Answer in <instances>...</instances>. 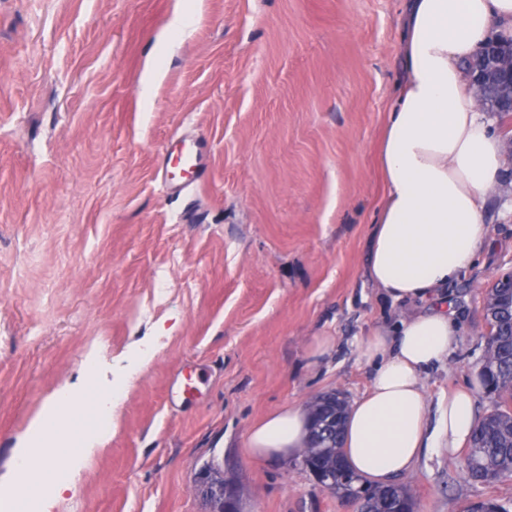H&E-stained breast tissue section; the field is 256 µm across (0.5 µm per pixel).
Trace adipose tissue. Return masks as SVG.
I'll list each match as a JSON object with an SVG mask.
<instances>
[{
  "label": "adipose tissue",
  "mask_w": 512,
  "mask_h": 512,
  "mask_svg": "<svg viewBox=\"0 0 512 512\" xmlns=\"http://www.w3.org/2000/svg\"><path fill=\"white\" fill-rule=\"evenodd\" d=\"M404 79L391 109L379 163L386 194L372 232L366 273L392 303H421L422 312L376 330L358 347L373 365L369 389L347 408L342 452L374 485L411 472L424 450L457 451L478 424L474 396L450 393L434 429L422 373L459 344L453 305L444 293L475 261L486 238L489 192L512 166L490 121L477 108L466 61L493 34L512 35V0H408L401 19ZM120 389L98 393L102 425L79 445L58 442L56 456L81 468L112 427ZM85 404L83 389L65 386L46 398L18 440L14 477L35 491L42 478L27 473L32 445L48 424L65 427ZM309 416L286 407L249 435V451L286 458L305 448Z\"/></svg>",
  "instance_id": "adipose-tissue-1"
}]
</instances>
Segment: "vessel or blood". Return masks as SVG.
I'll return each mask as SVG.
<instances>
[{
    "instance_id": "1",
    "label": "vessel or blood",
    "mask_w": 512,
    "mask_h": 512,
    "mask_svg": "<svg viewBox=\"0 0 512 512\" xmlns=\"http://www.w3.org/2000/svg\"><path fill=\"white\" fill-rule=\"evenodd\" d=\"M207 153L208 144L201 137L181 136L173 139L171 148L159 165L161 185L165 192L174 196L188 188L204 185L209 176Z\"/></svg>"
}]
</instances>
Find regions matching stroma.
I'll list each match as a JSON object with an SVG mask.
<instances>
[{
    "instance_id": "obj_1",
    "label": "stroma",
    "mask_w": 512,
    "mask_h": 512,
    "mask_svg": "<svg viewBox=\"0 0 512 512\" xmlns=\"http://www.w3.org/2000/svg\"><path fill=\"white\" fill-rule=\"evenodd\" d=\"M405 4L0 0V481L48 396L107 389L154 336L103 445L44 512H214L215 476L242 512H356L299 458L251 455L247 439L269 413L363 394L373 368L357 348L403 310L366 264ZM186 132L210 141L212 180L174 198L157 159ZM487 222L448 285L460 342L422 375L434 403L480 375L484 296L512 272V192ZM319 336L334 346L315 358ZM200 370L171 405L175 380ZM465 459L428 450L397 483L417 512H512V476L473 481Z\"/></svg>"
}]
</instances>
